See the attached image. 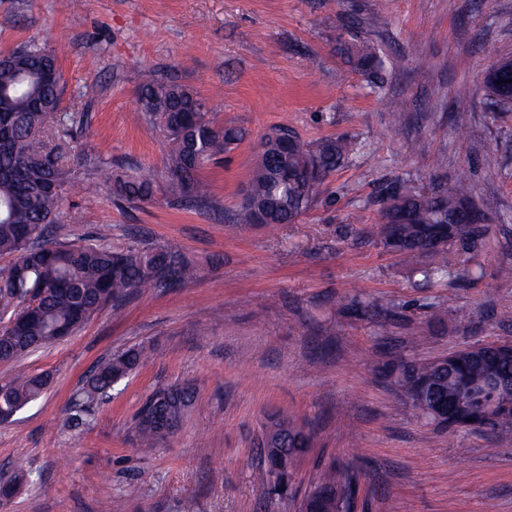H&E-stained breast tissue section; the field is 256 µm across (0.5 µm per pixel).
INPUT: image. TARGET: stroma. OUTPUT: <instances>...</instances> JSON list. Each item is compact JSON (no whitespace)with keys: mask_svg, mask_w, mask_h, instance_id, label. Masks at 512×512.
Masks as SVG:
<instances>
[{"mask_svg":"<svg viewBox=\"0 0 512 512\" xmlns=\"http://www.w3.org/2000/svg\"><path fill=\"white\" fill-rule=\"evenodd\" d=\"M373 42L384 61L373 92L341 41ZM36 43L59 54L63 105L90 160L63 221L72 238L122 248L173 243L199 268L178 288L147 283L77 334L12 363L47 373L43 397L0 424V482L25 458L30 481L0 512H296L329 467L361 470L356 512H512V428L439 429L412 414L391 379L397 358L430 360L471 342L512 341V107L481 83L512 56V0H0V54ZM201 95L215 122L244 140L202 171L206 204L156 189L149 202L113 197L106 171L165 174L163 137L139 118L147 71ZM468 84L470 96L455 90ZM457 112L471 115L458 136ZM278 126L309 142L347 138L359 152L331 174L293 224L230 223L260 139ZM429 144L413 152L414 140ZM499 201L478 251L448 246L465 280H424L378 236L386 187H450ZM145 347L90 429L66 408L111 353ZM191 384L195 401L151 451L133 417L154 390ZM285 416L312 436L288 492L256 473L263 426Z\"/></svg>","mask_w":512,"mask_h":512,"instance_id":"obj_1","label":"stroma"}]
</instances>
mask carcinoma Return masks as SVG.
Instances as JSON below:
<instances>
[{
  "label": "carcinoma",
  "mask_w": 512,
  "mask_h": 512,
  "mask_svg": "<svg viewBox=\"0 0 512 512\" xmlns=\"http://www.w3.org/2000/svg\"><path fill=\"white\" fill-rule=\"evenodd\" d=\"M362 72L379 68L377 48L362 42L357 50ZM64 76L55 51L36 44L26 53L0 58V308L10 312L0 327V360L14 361L41 346L70 336L105 306L119 302L146 283L178 288L193 280L197 269L179 248L169 244L129 245L114 249L103 241H64L66 225L59 219L68 190L81 183L77 168L63 165L67 153L65 127L78 115L62 108ZM140 111L168 143L166 192L187 206L206 203L207 185L200 173L239 144L244 134L220 126L210 116L194 89L173 78L156 74L143 80L138 90ZM355 143L325 139L309 144L286 127L273 129L262 138L248 191L251 201L234 217L236 224H292L317 199L319 189L336 168L349 160ZM113 195L129 201L152 199L155 176L149 171L111 173ZM480 211L488 219L498 213V200L489 195L475 204L466 178L452 187L423 191L408 184L395 185L387 193L380 214V242L385 249L411 260H426L416 268L425 279L466 273L448 265L445 250H421L432 230L453 221L463 206ZM458 238L478 248L484 232L468 224L457 230ZM144 348L131 347L102 360L86 376L70 402L67 423L74 430L87 429L98 407L110 398L112 386L141 364ZM405 385L436 377L443 389L456 391L448 373L433 362L406 369L398 365ZM47 375L19 374L0 384V420L11 418V406L36 402L49 385ZM194 402L189 385L155 391L136 415V428L147 448L175 430ZM266 468L259 478L266 484L288 471L302 456L298 441L288 435V449H263ZM341 482L346 494L356 490L357 474L349 469L330 470L315 487L329 489ZM325 498L308 494L300 512H327Z\"/></svg>",
  "instance_id": "cac0c4a2"
}]
</instances>
